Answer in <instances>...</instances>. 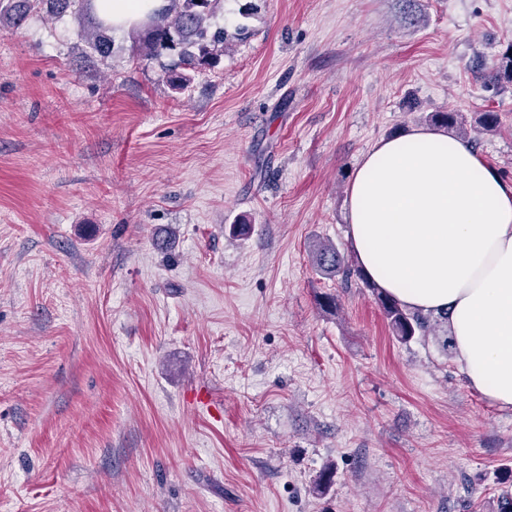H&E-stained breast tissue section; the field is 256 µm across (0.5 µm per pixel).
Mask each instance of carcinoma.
<instances>
[{"label": "carcinoma", "mask_w": 512, "mask_h": 512, "mask_svg": "<svg viewBox=\"0 0 512 512\" xmlns=\"http://www.w3.org/2000/svg\"><path fill=\"white\" fill-rule=\"evenodd\" d=\"M220 0H168L161 11L152 14L136 28L135 40L140 55L157 59L166 52L177 53V61L164 69L173 88L181 90L189 81L177 75L178 68L193 69L213 66L224 55L227 34L221 28L212 29L211 18ZM69 12L81 21L79 42L84 44L87 58L105 60L112 55V41L102 23L91 13V0H0V23L10 29H20L33 16L61 15ZM489 77L497 82L512 83V43L488 67ZM423 120L437 129H454L457 135L467 133L463 115L459 112H429ZM313 267L326 275L348 277L351 268L346 259L330 242L318 241L311 249ZM377 299L395 338L406 344L417 336L429 335L442 339L449 346L448 314H421L405 309L398 301L377 291Z\"/></svg>", "instance_id": "obj_1"}]
</instances>
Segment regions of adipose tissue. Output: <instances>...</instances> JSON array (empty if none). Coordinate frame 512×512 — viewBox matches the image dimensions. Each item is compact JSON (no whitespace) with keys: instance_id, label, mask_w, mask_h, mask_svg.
I'll use <instances>...</instances> for the list:
<instances>
[{"instance_id":"adipose-tissue-1","label":"adipose tissue","mask_w":512,"mask_h":512,"mask_svg":"<svg viewBox=\"0 0 512 512\" xmlns=\"http://www.w3.org/2000/svg\"><path fill=\"white\" fill-rule=\"evenodd\" d=\"M166 0H95L123 32ZM358 268L413 312L447 313L467 386L512 410V184L464 140L420 127L376 142L347 190Z\"/></svg>"}]
</instances>
